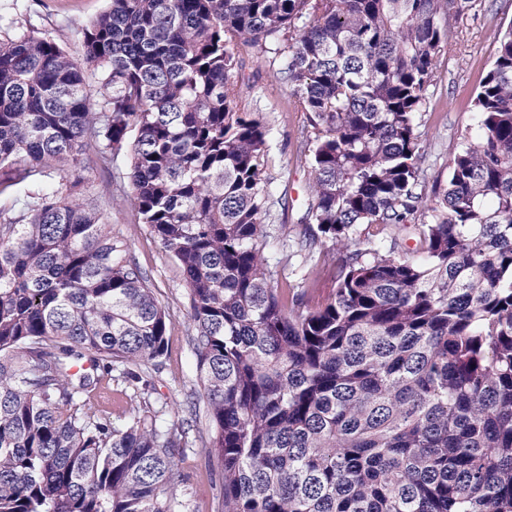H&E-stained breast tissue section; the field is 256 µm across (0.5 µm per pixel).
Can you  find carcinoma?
<instances>
[{
  "instance_id": "1",
  "label": "carcinoma",
  "mask_w": 512,
  "mask_h": 512,
  "mask_svg": "<svg viewBox=\"0 0 512 512\" xmlns=\"http://www.w3.org/2000/svg\"><path fill=\"white\" fill-rule=\"evenodd\" d=\"M466 0H111L76 60L0 39V512H179L182 434L152 387L170 320L76 199L88 156L131 158V201L179 262L222 512H512V27L476 137L426 192L419 131L440 15ZM281 60L317 133L302 251L336 290L270 287L269 127L235 42ZM106 90L90 107L85 72Z\"/></svg>"
}]
</instances>
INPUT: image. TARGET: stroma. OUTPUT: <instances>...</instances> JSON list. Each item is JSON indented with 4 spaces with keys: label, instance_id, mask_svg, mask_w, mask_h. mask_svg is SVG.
Segmentation results:
<instances>
[{
    "label": "stroma",
    "instance_id": "1",
    "mask_svg": "<svg viewBox=\"0 0 512 512\" xmlns=\"http://www.w3.org/2000/svg\"><path fill=\"white\" fill-rule=\"evenodd\" d=\"M107 6L108 0H0V35H18L33 24L41 36L78 58L83 54L82 28ZM448 24L459 32L460 40L438 55L437 81L426 95L421 128L432 154L427 172L431 182L447 181L449 158L475 132L470 99L495 60L497 31L512 26V0H469ZM236 51L245 80L239 105L242 111L259 114L270 127L264 166L269 208L264 255L270 284L277 289H306L307 304L315 307L332 294L336 283L330 266L297 250L311 182L301 143L313 129L299 99L278 74L279 59L259 53L245 41L238 42ZM129 169L125 153L115 156L110 166H91L82 199L103 208L113 241L145 272L170 315L165 366L151 379L155 406L166 426L184 433L188 459L180 493L187 512H221V481L202 442L210 423L189 342L186 284L178 263L150 227L139 222L127 199Z\"/></svg>",
    "mask_w": 512,
    "mask_h": 512
}]
</instances>
